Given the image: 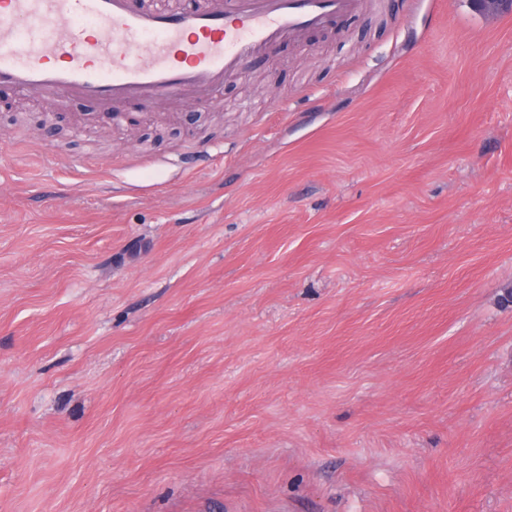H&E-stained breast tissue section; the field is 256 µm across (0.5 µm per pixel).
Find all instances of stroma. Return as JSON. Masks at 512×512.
I'll use <instances>...</instances> for the list:
<instances>
[{"label": "stroma", "instance_id": "obj_1", "mask_svg": "<svg viewBox=\"0 0 512 512\" xmlns=\"http://www.w3.org/2000/svg\"><path fill=\"white\" fill-rule=\"evenodd\" d=\"M219 97L0 112V512H512V14Z\"/></svg>", "mask_w": 512, "mask_h": 512}]
</instances>
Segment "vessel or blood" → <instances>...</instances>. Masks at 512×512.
I'll list each match as a JSON object with an SVG mask.
<instances>
[{
  "label": "vessel or blood",
  "instance_id": "1",
  "mask_svg": "<svg viewBox=\"0 0 512 512\" xmlns=\"http://www.w3.org/2000/svg\"><path fill=\"white\" fill-rule=\"evenodd\" d=\"M361 0H0V86L117 112L207 97L284 39Z\"/></svg>",
  "mask_w": 512,
  "mask_h": 512
}]
</instances>
